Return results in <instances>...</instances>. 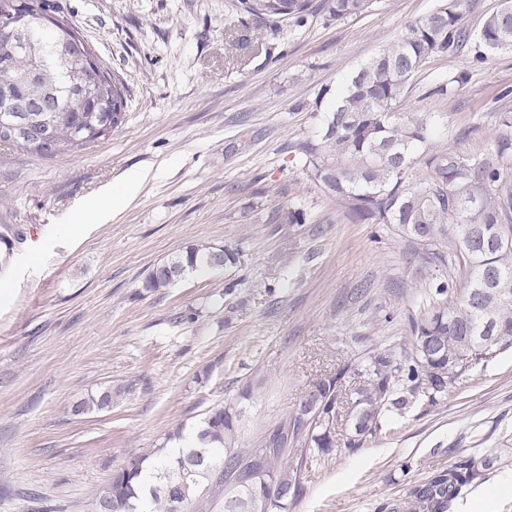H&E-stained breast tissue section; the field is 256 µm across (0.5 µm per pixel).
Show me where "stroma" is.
Segmentation results:
<instances>
[{"mask_svg": "<svg viewBox=\"0 0 512 512\" xmlns=\"http://www.w3.org/2000/svg\"><path fill=\"white\" fill-rule=\"evenodd\" d=\"M53 2L123 78L128 112L110 138L53 158L0 146V235L12 243L0 269V512H91L131 455L191 429L262 369L242 433L252 439L338 360L399 347L424 286L400 229L344 217L294 147L329 107L320 89L439 0H371L341 21L311 0L303 23L260 25L233 0ZM462 71L458 94H430ZM413 83L406 111L441 113L449 148L493 150L497 115L512 111L511 52L437 59ZM139 173L135 197L113 208ZM88 201L105 222H72ZM295 207L305 223H287ZM205 243L238 250L236 264L141 293L157 263ZM108 386L121 391L110 409L71 414ZM506 431L510 350L363 448L309 466L289 512H383ZM449 512H512V465Z\"/></svg>", "mask_w": 512, "mask_h": 512, "instance_id": "1", "label": "stroma"}]
</instances>
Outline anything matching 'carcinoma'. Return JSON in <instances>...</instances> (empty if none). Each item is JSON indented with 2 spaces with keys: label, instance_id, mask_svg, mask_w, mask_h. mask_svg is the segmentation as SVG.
Masks as SVG:
<instances>
[{
  "label": "carcinoma",
  "instance_id": "1",
  "mask_svg": "<svg viewBox=\"0 0 512 512\" xmlns=\"http://www.w3.org/2000/svg\"><path fill=\"white\" fill-rule=\"evenodd\" d=\"M369 0H328L329 18L362 14ZM27 18L22 38L37 48L0 52V146L52 158L81 150L112 134L124 123L126 88L101 68L92 80L75 49V27L55 16L52 0H0ZM251 17L301 23L311 0H236ZM476 0H440L438 7L410 21L393 43L360 66L346 81L321 97L333 107L316 138L301 142L297 154L308 177L358 223L395 224L421 246L416 259L429 268L428 285L416 314L409 316L408 340L399 349H370L362 358L338 365L309 385L297 406L277 425L247 446L241 441L246 402L256 384L244 383L237 395L211 408L191 436L181 432L172 450L163 445L129 457L92 503L103 512H210L224 495V512H248L247 502L266 500L267 512H288L303 490V472L338 448L354 451L376 438L419 404L431 405L448 395L473 367L512 349V296L490 295L497 282H512V113L499 116L494 151L471 156L440 143L438 112L406 113L402 105L412 79L435 58L474 48L481 62L512 52V7L486 15L478 31L468 17ZM463 75H450L431 93L456 95ZM48 94L59 111L11 112L9 98L26 94L34 101ZM425 176L412 178L416 167ZM235 254L202 244L190 246L158 263L141 282L156 293L189 271L221 267ZM464 263L466 285L459 289L442 278L453 261ZM470 336H482L486 349ZM112 389L79 402L76 414L112 406ZM512 460V437L480 462L461 460L435 473L389 512H448L484 472ZM213 468L210 487L189 493L173 508L174 493L193 486V467Z\"/></svg>",
  "mask_w": 512,
  "mask_h": 512
}]
</instances>
